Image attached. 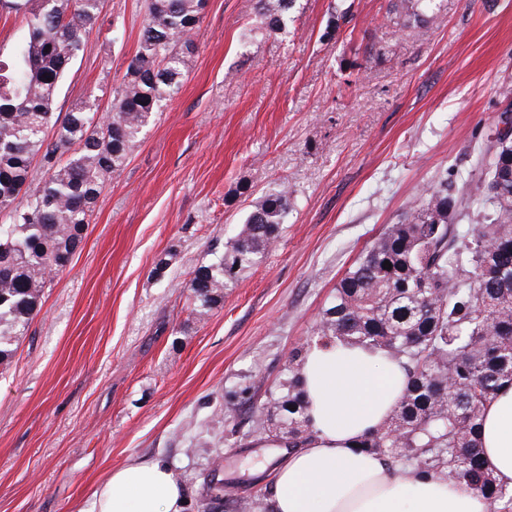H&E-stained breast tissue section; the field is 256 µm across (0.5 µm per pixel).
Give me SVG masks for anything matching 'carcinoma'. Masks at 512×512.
Wrapping results in <instances>:
<instances>
[{
  "label": "carcinoma",
  "mask_w": 512,
  "mask_h": 512,
  "mask_svg": "<svg viewBox=\"0 0 512 512\" xmlns=\"http://www.w3.org/2000/svg\"><path fill=\"white\" fill-rule=\"evenodd\" d=\"M207 0H145L138 51L113 91L112 114L54 112L61 81L88 46L103 0H0L22 18L26 40L0 58V367L40 309L52 274L83 243L99 196L126 165L143 129L184 77L190 33ZM295 0H256L255 29H285ZM388 17L435 23V0H389ZM54 130L48 136V130ZM481 176L461 196L428 185L369 243L293 348L256 427L302 448L313 437L301 385L304 352L339 342L395 361L407 382L387 421L359 441L395 472L437 477L481 494L489 512H512V488L483 469L484 412L512 386V135L480 155ZM38 186H33V183ZM288 184L252 201L242 223L187 283L198 322L266 257L292 209ZM480 221L454 222L459 208ZM391 269L383 268L384 261Z\"/></svg>",
  "instance_id": "carcinoma-1"
}]
</instances>
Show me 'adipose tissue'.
<instances>
[{"mask_svg": "<svg viewBox=\"0 0 512 512\" xmlns=\"http://www.w3.org/2000/svg\"><path fill=\"white\" fill-rule=\"evenodd\" d=\"M303 387L314 433L271 475L273 512H489L463 485L389 470L357 443L389 416L405 386L395 363L359 348L311 347ZM484 466L512 487V388L487 406L480 433ZM181 482L165 463L133 460L113 469L83 512H183Z\"/></svg>", "mask_w": 512, "mask_h": 512, "instance_id": "ef3b65f1", "label": "adipose tissue"}]
</instances>
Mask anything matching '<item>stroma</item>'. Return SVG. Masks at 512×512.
Returning <instances> with one entry per match:
<instances>
[{"mask_svg": "<svg viewBox=\"0 0 512 512\" xmlns=\"http://www.w3.org/2000/svg\"><path fill=\"white\" fill-rule=\"evenodd\" d=\"M388 0H296L285 31H251L255 0H208L179 92L100 195L0 372V512H79L111 469L160 460L206 512L266 496L253 422L317 312L417 192L473 173L512 89V0H440L402 28ZM351 8L335 33L333 11ZM144 0H104L55 109L112 111ZM288 183L294 209L262 262L207 321L185 284L252 198ZM170 267L152 270L164 252ZM237 416L214 415L230 396Z\"/></svg>", "mask_w": 512, "mask_h": 512, "instance_id": "obj_1", "label": "stroma"}]
</instances>
